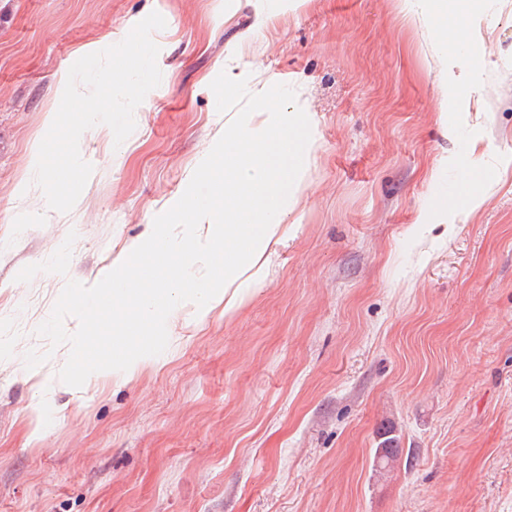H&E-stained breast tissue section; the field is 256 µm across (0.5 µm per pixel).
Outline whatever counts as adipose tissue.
Masks as SVG:
<instances>
[{"label": "adipose tissue", "instance_id": "1", "mask_svg": "<svg viewBox=\"0 0 512 512\" xmlns=\"http://www.w3.org/2000/svg\"><path fill=\"white\" fill-rule=\"evenodd\" d=\"M429 31L440 61L458 60L463 22L486 0H399ZM248 110H240L241 98ZM224 133L198 162L162 223L129 244L101 282L65 302L70 350L83 357L70 383L131 379L178 346L172 320L202 323L216 308L232 313L269 279L273 258L290 239L297 189L314 145L312 116L290 103L288 87L259 78L250 65L224 69ZM148 278H140L139 269ZM111 308H102L104 298Z\"/></svg>", "mask_w": 512, "mask_h": 512}]
</instances>
